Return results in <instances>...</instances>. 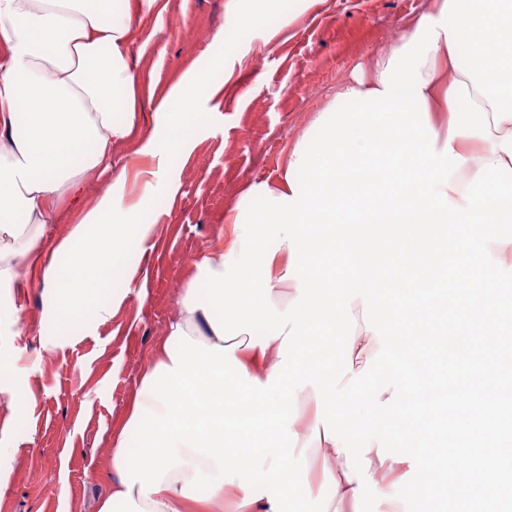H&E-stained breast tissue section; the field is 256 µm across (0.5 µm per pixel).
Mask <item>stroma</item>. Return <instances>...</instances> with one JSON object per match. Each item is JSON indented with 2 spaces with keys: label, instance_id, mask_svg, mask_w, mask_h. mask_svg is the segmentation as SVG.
I'll return each instance as SVG.
<instances>
[{
  "label": "stroma",
  "instance_id": "1",
  "mask_svg": "<svg viewBox=\"0 0 512 512\" xmlns=\"http://www.w3.org/2000/svg\"><path fill=\"white\" fill-rule=\"evenodd\" d=\"M434 2L274 0L266 28L253 29L228 21L231 9L246 13L245 0H168L161 19L145 23L152 37L130 58L143 132L187 71L204 70L216 93L197 101L205 120L183 131L185 148L166 165L138 154V142L116 145L114 156L130 162L124 184L92 174L78 198L58 204L59 221L48 227L55 239L106 189L115 222L132 202L144 203L138 218L151 232L124 253L142 274L131 287L114 281V317H91L63 334L40 289L0 288V341L17 356L0 370V421L10 422L0 441V512H98L112 487L113 441L143 367L180 312L194 257L231 240V211L250 183L276 182L352 73L373 79L379 56ZM146 169L157 173L147 193ZM17 380L32 390L30 404L12 406Z\"/></svg>",
  "mask_w": 512,
  "mask_h": 512
}]
</instances>
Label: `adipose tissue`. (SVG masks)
I'll list each match as a JSON object with an SVG mask.
<instances>
[{"mask_svg": "<svg viewBox=\"0 0 512 512\" xmlns=\"http://www.w3.org/2000/svg\"><path fill=\"white\" fill-rule=\"evenodd\" d=\"M126 21L112 22L113 0H0V287L14 283L22 268L39 266L36 285L48 297L57 324L67 327L87 316L105 320L116 305L112 281L134 284L138 267L127 264L130 238L146 239L149 225L112 221L114 201L104 193L73 220L69 236L50 239L57 202L75 191L93 171L111 170L124 180L127 165L112 154L137 129L135 75L129 58L142 37L141 22L162 16L164 0H123ZM422 94L436 149L452 146L465 163L453 174L450 202L462 201L467 184L487 163L512 167V117L489 139L449 137L447 88L462 80L446 41H439L422 67ZM202 70L187 72L155 108L161 120L178 117V127L155 128L141 153L164 155L180 147L179 130L197 116L199 96L212 95ZM123 120H115V113ZM84 242L72 251V239ZM313 442L322 460L328 497L354 504L358 480L334 441ZM181 466L166 474L159 492L143 495L140 486L115 482L113 492L130 491L144 512H222L230 494L222 483L211 498L196 501L181 488L195 470L215 473L214 461L179 447Z\"/></svg>", "mask_w": 512, "mask_h": 512, "instance_id": "ef3b65f1", "label": "adipose tissue"}]
</instances>
